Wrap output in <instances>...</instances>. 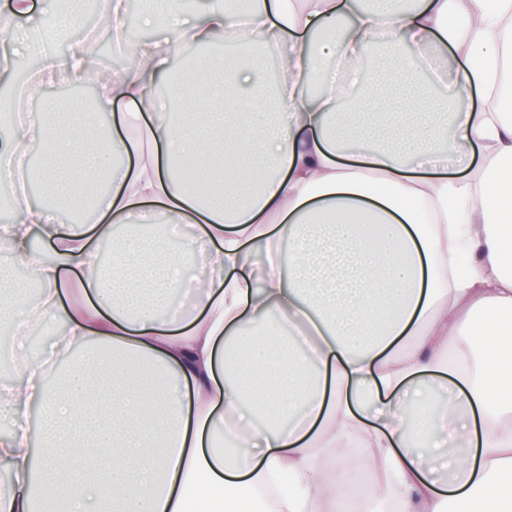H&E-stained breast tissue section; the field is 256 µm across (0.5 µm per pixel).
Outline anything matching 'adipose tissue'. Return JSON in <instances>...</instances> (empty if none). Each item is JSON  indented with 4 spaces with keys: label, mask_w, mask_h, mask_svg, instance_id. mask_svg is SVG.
Returning <instances> with one entry per match:
<instances>
[{
    "label": "adipose tissue",
    "mask_w": 512,
    "mask_h": 512,
    "mask_svg": "<svg viewBox=\"0 0 512 512\" xmlns=\"http://www.w3.org/2000/svg\"><path fill=\"white\" fill-rule=\"evenodd\" d=\"M146 21L170 38L100 85V112L128 106L103 138L32 118L0 148L40 138L52 199L0 226L42 285L38 306L13 296L10 321L62 319V345L84 346L52 391L56 350L32 360L14 336L0 512H190L202 490L282 474L275 512H324L346 494L330 476L351 465L346 442L376 477L362 512H512V0H254L243 22L212 0L190 24L153 0ZM221 37L277 50L283 80L248 99L253 67L210 58L196 96L154 95L172 48ZM373 42L379 76L359 62ZM424 49L453 60L450 94L412 82ZM61 73L88 80L82 45L46 54L28 93ZM133 119L145 140L120 134ZM175 156L210 158L208 191L175 177ZM102 177L94 223H59L61 188ZM189 224L195 240L169 252ZM200 262L212 277L188 285ZM186 290L185 312L169 299Z\"/></svg>",
    "instance_id": "1"
}]
</instances>
